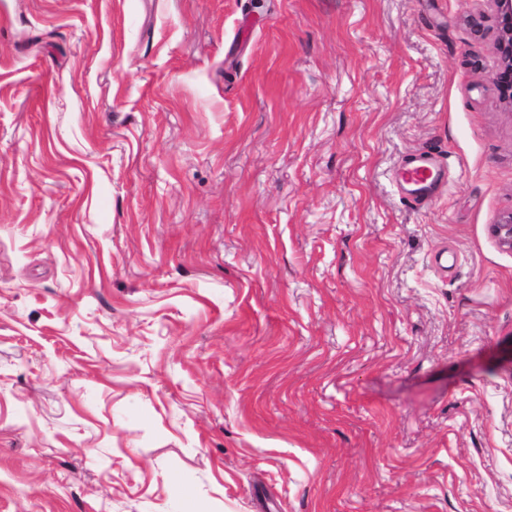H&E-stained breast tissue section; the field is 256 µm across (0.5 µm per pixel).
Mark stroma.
I'll use <instances>...</instances> for the list:
<instances>
[{"mask_svg": "<svg viewBox=\"0 0 512 512\" xmlns=\"http://www.w3.org/2000/svg\"><path fill=\"white\" fill-rule=\"evenodd\" d=\"M496 27L0 0V512H512ZM433 149L409 155L398 167L397 182L412 195L411 200L421 204L427 200L447 171V164L440 158L439 165Z\"/></svg>", "mask_w": 512, "mask_h": 512, "instance_id": "35a3bbf8", "label": "stroma"}]
</instances>
